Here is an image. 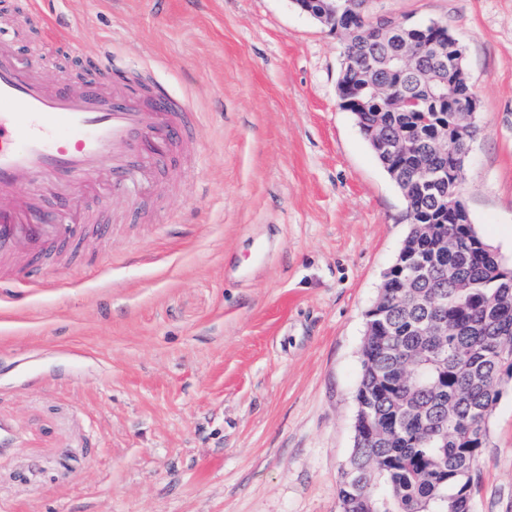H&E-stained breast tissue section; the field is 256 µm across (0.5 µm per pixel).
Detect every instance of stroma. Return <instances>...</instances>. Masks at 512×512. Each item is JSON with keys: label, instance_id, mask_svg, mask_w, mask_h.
I'll return each mask as SVG.
<instances>
[{"label": "stroma", "instance_id": "stroma-1", "mask_svg": "<svg viewBox=\"0 0 512 512\" xmlns=\"http://www.w3.org/2000/svg\"><path fill=\"white\" fill-rule=\"evenodd\" d=\"M460 39L479 99L460 199L512 266V0H372ZM37 78L100 69L197 114L111 227L42 281L0 284V512H340L365 314L409 222L339 105L343 38L293 0H0ZM474 512H512V380Z\"/></svg>", "mask_w": 512, "mask_h": 512}]
</instances>
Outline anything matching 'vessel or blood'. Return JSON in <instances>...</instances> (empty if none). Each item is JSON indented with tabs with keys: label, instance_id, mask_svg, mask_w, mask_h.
I'll list each match as a JSON object with an SVG mask.
<instances>
[{
	"label": "vessel or blood",
	"instance_id": "b4317fda",
	"mask_svg": "<svg viewBox=\"0 0 512 512\" xmlns=\"http://www.w3.org/2000/svg\"><path fill=\"white\" fill-rule=\"evenodd\" d=\"M170 104L161 95L144 112L124 94L47 89L0 37V274L6 280L36 281L43 258L106 230L91 216L77 223L66 210L28 204L13 193L19 178L28 177L30 193L63 197L108 162L113 186L130 187L145 163L170 155L193 127V112H173ZM21 242L31 244L34 261L15 263Z\"/></svg>",
	"mask_w": 512,
	"mask_h": 512
}]
</instances>
